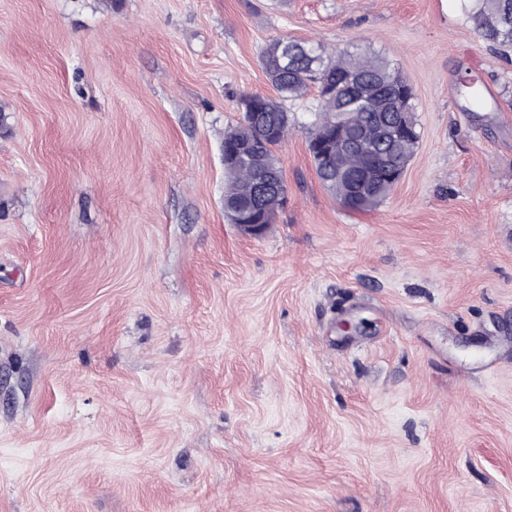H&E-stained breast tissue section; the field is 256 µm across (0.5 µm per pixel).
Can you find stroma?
Here are the masks:
<instances>
[{
    "instance_id": "obj_1",
    "label": "stroma",
    "mask_w": 512,
    "mask_h": 512,
    "mask_svg": "<svg viewBox=\"0 0 512 512\" xmlns=\"http://www.w3.org/2000/svg\"><path fill=\"white\" fill-rule=\"evenodd\" d=\"M281 36L385 57L421 137L350 212L286 100L254 237ZM0 512H512V51L461 0H0Z\"/></svg>"
}]
</instances>
